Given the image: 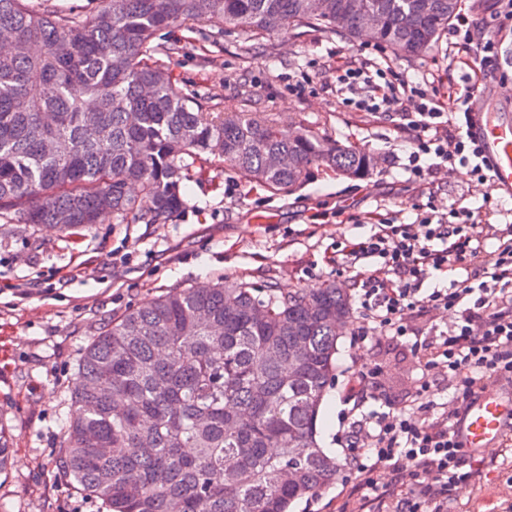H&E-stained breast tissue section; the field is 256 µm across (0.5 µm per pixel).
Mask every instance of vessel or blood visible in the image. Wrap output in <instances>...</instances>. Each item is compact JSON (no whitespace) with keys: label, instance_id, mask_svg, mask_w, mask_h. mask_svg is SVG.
I'll list each match as a JSON object with an SVG mask.
<instances>
[{"label":"vessel or blood","instance_id":"vessel-or-blood-1","mask_svg":"<svg viewBox=\"0 0 512 512\" xmlns=\"http://www.w3.org/2000/svg\"><path fill=\"white\" fill-rule=\"evenodd\" d=\"M468 135L479 144L481 157L499 194L512 198V118L493 112L473 113ZM510 421L512 390L481 393L462 414L455 435L463 448L479 452L494 446Z\"/></svg>","mask_w":512,"mask_h":512}]
</instances>
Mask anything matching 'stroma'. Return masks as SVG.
<instances>
[{
    "label": "stroma",
    "instance_id": "35a3bbf8",
    "mask_svg": "<svg viewBox=\"0 0 512 512\" xmlns=\"http://www.w3.org/2000/svg\"><path fill=\"white\" fill-rule=\"evenodd\" d=\"M483 25L479 41L497 43L500 66L489 77L499 108L512 113V29L499 28L497 0H459ZM161 43L181 45L160 56L183 85L220 98L226 110L271 112L340 144L357 145L379 163L361 179L316 171L299 188L272 193L213 160L183 181L187 207L170 224H116L111 218L65 235L44 224L0 220V426L11 458L0 473V512H97L70 481L58 478L68 401L83 348L104 323L172 288H197L220 278L258 290L316 291L333 282L354 288L373 259L336 263L341 244L382 224H417L429 211L480 212L488 224L512 223V199L492 181L433 168L415 183L406 169L410 132L387 112H357L336 89L343 57L365 54L409 78L434 77L464 91L476 75L471 56L455 55L449 36L426 56L407 60L366 38L284 29L246 54L237 34L217 23L174 25ZM337 371L318 418L319 439L342 455L336 437L350 409L405 402L420 376L407 345L371 332L360 344L343 336ZM382 368L378 396L353 388L362 363ZM448 512H512V441L485 456L478 481L455 488Z\"/></svg>",
    "mask_w": 512,
    "mask_h": 512
}]
</instances>
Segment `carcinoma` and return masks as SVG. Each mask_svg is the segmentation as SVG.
Wrapping results in <instances>:
<instances>
[{
  "label": "carcinoma",
  "mask_w": 512,
  "mask_h": 512,
  "mask_svg": "<svg viewBox=\"0 0 512 512\" xmlns=\"http://www.w3.org/2000/svg\"><path fill=\"white\" fill-rule=\"evenodd\" d=\"M380 12L376 42L401 58L436 49L457 0H361ZM318 0H97L48 11L0 0V30L41 48L0 52V218L62 233L112 214L115 224H171L181 182L213 158L274 192L315 170L360 179L371 154L267 112H226L183 88L155 59L174 24L218 19L245 52L289 26L350 38L359 17ZM293 166L272 170L268 157ZM268 309L265 320L254 307ZM349 293L316 294L243 280L172 288L113 319L83 349L58 474L99 512H290L332 484L336 457L318 417L336 371L331 316ZM306 351L288 378V355Z\"/></svg>",
  "instance_id": "carcinoma-1"
}]
</instances>
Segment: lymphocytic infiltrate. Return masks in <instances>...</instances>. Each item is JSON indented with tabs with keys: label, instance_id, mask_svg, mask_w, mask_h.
Here are the masks:
<instances>
[{
	"label": "lymphocytic infiltrate",
	"instance_id": "lymphocytic-infiltrate-1",
	"mask_svg": "<svg viewBox=\"0 0 512 512\" xmlns=\"http://www.w3.org/2000/svg\"><path fill=\"white\" fill-rule=\"evenodd\" d=\"M475 20L458 16L451 35L455 47L476 52L481 71L499 66L493 41H474ZM337 81L347 90L360 83L371 94L354 98L361 112H392L414 136L409 172L424 180L430 167L469 166L477 180L491 173L477 144L465 132L467 87L448 109L438 85L418 84L392 68L372 66L367 58H346ZM339 256L352 261L372 257L376 270L359 280L364 320L392 338L409 336L406 317L438 311L448 316L445 330L411 338L410 352L421 371L411 404L385 402L381 410L360 415L344 432V467L353 479L336 498V512H448L458 486L475 480L481 466L454 439L453 429L480 388L512 381V224L487 231L474 213L458 222L427 215L420 224H384ZM463 270L448 287L429 288L433 274ZM453 389L452 404L438 402L434 389ZM427 482H418V475Z\"/></svg>",
	"mask_w": 512,
	"mask_h": 512
}]
</instances>
